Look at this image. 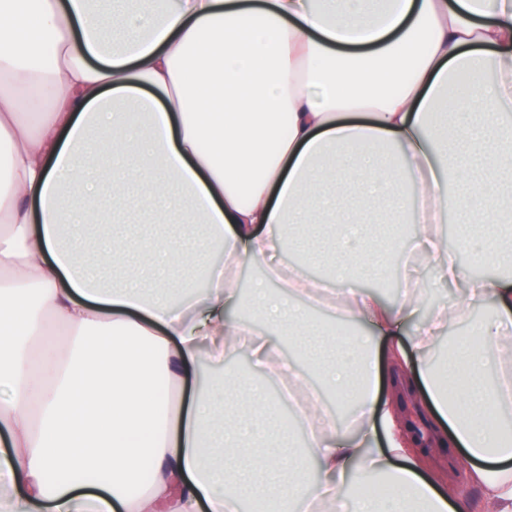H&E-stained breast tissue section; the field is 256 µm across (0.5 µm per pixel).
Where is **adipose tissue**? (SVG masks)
Listing matches in <instances>:
<instances>
[{
	"label": "adipose tissue",
	"mask_w": 512,
	"mask_h": 512,
	"mask_svg": "<svg viewBox=\"0 0 512 512\" xmlns=\"http://www.w3.org/2000/svg\"><path fill=\"white\" fill-rule=\"evenodd\" d=\"M49 103L27 120V93ZM478 110L466 122L460 103ZM512 0H150L146 13L94 9L91 0H0V507L5 512H379L368 492L384 480L388 512H512V364L488 379L489 349L512 353V251L485 248L488 229L512 222V151L497 145L512 120ZM122 161L126 183L158 205L167 182L187 198L186 223L211 230L221 261L200 281L159 286L136 277L104 286L65 239L86 206L90 159ZM394 195L393 224L416 223L415 242L438 281L459 297L420 317L424 286L403 270L386 304L357 287L388 275L370 254L372 215L321 197ZM472 216L466 247L509 273L475 276L441 233L449 187ZM332 210L336 257L325 307L365 321L384 342L394 386L423 400L447 429L439 446L464 450L477 503L433 471L393 398L377 390V360L358 333L310 323L313 298L296 262L307 209ZM250 263L279 278V296L243 294ZM492 302L457 362L461 390L446 395L430 349L449 322ZM64 328L68 344L47 338ZM301 339L322 383L349 393L346 419L310 408V430L270 422L252 373L227 366L247 347L254 371L308 389L269 329ZM224 369L202 381L203 360ZM197 377L184 391L187 376ZM493 430L478 426L488 400ZM351 478L349 495L338 483Z\"/></svg>",
	"instance_id": "adipose-tissue-1"
}]
</instances>
